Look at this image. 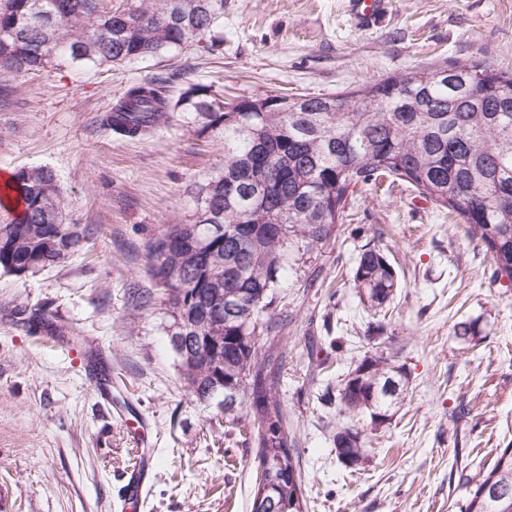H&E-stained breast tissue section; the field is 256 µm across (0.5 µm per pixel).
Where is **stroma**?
Returning a JSON list of instances; mask_svg holds the SVG:
<instances>
[{"instance_id": "35a3bbf8", "label": "stroma", "mask_w": 512, "mask_h": 512, "mask_svg": "<svg viewBox=\"0 0 512 512\" xmlns=\"http://www.w3.org/2000/svg\"><path fill=\"white\" fill-rule=\"evenodd\" d=\"M474 60L512 72V0H389L366 29L345 0H224L211 38L184 48L0 76V173L53 170L67 223L91 230L61 265L0 272V512H119L137 460L128 417L152 433L153 471L135 512H251L256 450L225 437L215 404L186 397L146 258L164 227L192 219L200 188L224 167V141L180 110L150 137L112 133L105 117L132 83L164 80L175 98L204 84L228 102L321 96ZM369 242L396 260L387 346L408 385L351 473L333 444L343 418L324 393L368 349L352 273ZM273 308L259 347L276 344L285 364L277 394L308 512H461L467 493L451 472L492 463L512 442V281L494 280L482 248L407 184L361 183ZM460 321L475 322L473 340L454 335ZM339 336L346 347L334 358ZM94 365L112 377L111 402L93 392Z\"/></svg>"}]
</instances>
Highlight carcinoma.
Segmentation results:
<instances>
[{
    "label": "carcinoma",
    "mask_w": 512,
    "mask_h": 512,
    "mask_svg": "<svg viewBox=\"0 0 512 512\" xmlns=\"http://www.w3.org/2000/svg\"><path fill=\"white\" fill-rule=\"evenodd\" d=\"M224 13V0H126L114 11L95 0H0V72L40 71L60 58L112 65L152 57L201 41ZM45 17L50 27L36 25ZM295 100L276 96L271 108L257 100L253 112L221 107L207 90L191 87L172 100L166 87L144 80L129 87L107 125L130 138L151 135L178 108L195 114L200 132L224 137V171L208 213L169 225L149 243V271L162 288L171 318L192 314L202 335L223 327L224 345L214 368L234 380L247 398L246 414L225 416L235 426L250 421L249 438L276 456L288 449L290 474L256 475L252 497L270 487L272 512H307L295 437L276 396L281 364L229 340L249 322L250 335L271 328L276 288L299 252L322 247L342 223L349 189L390 179L409 185L425 200L456 214L470 241L492 254L495 272L512 282V74L481 62L443 64L366 79L343 93ZM6 188L21 211L0 198V271L14 276L65 262L89 233L54 223L61 200L50 169H22ZM360 302L378 313L401 288L386 252L366 243L353 274ZM246 291L258 301L254 315L242 306L228 316L225 297ZM385 318H372L367 339L381 345L364 355L337 390L339 414L333 443L338 461L354 472L368 461L371 436L392 418L406 373L383 347ZM186 395L204 402L195 385L203 370L178 363ZM463 512H512V444L496 449L487 467L463 470Z\"/></svg>",
    "instance_id": "cac0c4a2"
}]
</instances>
